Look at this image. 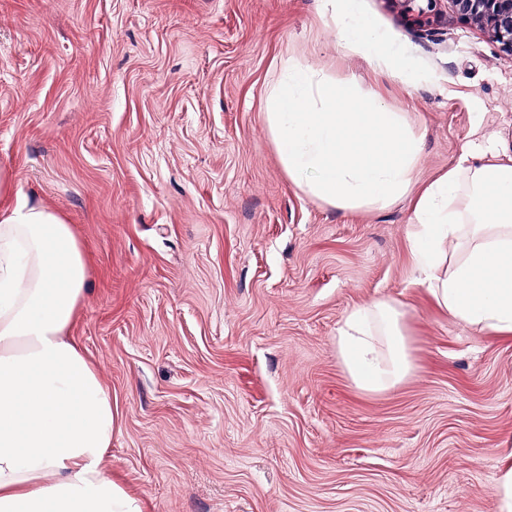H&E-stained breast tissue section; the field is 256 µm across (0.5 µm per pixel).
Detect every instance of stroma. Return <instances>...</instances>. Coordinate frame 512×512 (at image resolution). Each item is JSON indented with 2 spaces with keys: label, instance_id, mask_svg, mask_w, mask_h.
I'll use <instances>...</instances> for the list:
<instances>
[{
  "label": "stroma",
  "instance_id": "35a3bbf8",
  "mask_svg": "<svg viewBox=\"0 0 512 512\" xmlns=\"http://www.w3.org/2000/svg\"><path fill=\"white\" fill-rule=\"evenodd\" d=\"M320 0H0V170L89 261L70 331L112 396L104 465L144 512H499L512 338L417 281L411 198L340 210L284 172L264 118L283 58L424 132L418 184L477 135L512 151V55L476 26L360 0L427 76L336 47ZM402 305L416 370L368 395L345 313Z\"/></svg>",
  "mask_w": 512,
  "mask_h": 512
}]
</instances>
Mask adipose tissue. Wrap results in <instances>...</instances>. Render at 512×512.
Wrapping results in <instances>:
<instances>
[{"label": "adipose tissue", "instance_id": "adipose-tissue-1", "mask_svg": "<svg viewBox=\"0 0 512 512\" xmlns=\"http://www.w3.org/2000/svg\"><path fill=\"white\" fill-rule=\"evenodd\" d=\"M339 48L376 65L399 58L359 0H324ZM281 166L304 194L338 209L384 208L413 196L410 251L436 305L496 336L512 335V154L466 145L421 191L423 136L381 99L281 62L265 92ZM88 271L71 225L12 193L0 173V512H142L104 467L112 398L69 338ZM354 386L379 394L414 370L398 304L349 310L335 336Z\"/></svg>", "mask_w": 512, "mask_h": 512}]
</instances>
